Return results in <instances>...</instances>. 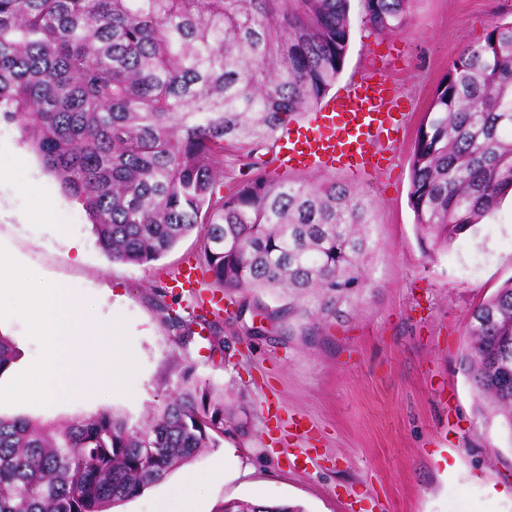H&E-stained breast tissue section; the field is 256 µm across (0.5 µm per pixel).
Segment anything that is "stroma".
<instances>
[{
  "label": "stroma",
  "instance_id": "stroma-1",
  "mask_svg": "<svg viewBox=\"0 0 512 512\" xmlns=\"http://www.w3.org/2000/svg\"><path fill=\"white\" fill-rule=\"evenodd\" d=\"M350 18L336 90L382 69L409 111L384 173L363 180L341 168L326 173L372 205L370 288L343 304L336 322L310 344L274 333L246 337L232 314L238 298L229 294L228 313L211 321L217 349L197 337L180 339L168 311L190 308L193 298L170 288L169 276L195 262L197 234L149 266L110 262L81 204L44 171L17 125L1 122L0 166L21 170L0 181V244L84 296L100 319L124 318L138 370L127 395L0 405V415L61 424L110 409L140 424L187 379L231 391L223 442L248 465L200 485L205 512L256 498L304 512H348L351 500L360 512H377L380 502L387 512H512V441L500 418L477 413L459 361L474 308L512 278V198L477 234L459 236L431 258L422 252L408 204L410 158L436 86L464 47L483 41L494 23L512 21V0H414L407 28L386 35L363 23L358 0ZM38 194L46 210L37 208ZM76 241L78 255L71 248ZM269 401L277 420L267 418ZM239 406L248 410L245 435L236 429ZM298 417L310 422V435H290L288 424ZM289 448H317L322 457L296 471L288 466ZM222 463V448L205 449L110 512H155L186 471L205 474Z\"/></svg>",
  "mask_w": 512,
  "mask_h": 512
}]
</instances>
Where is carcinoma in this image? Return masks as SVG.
Here are the masks:
<instances>
[{
    "label": "carcinoma",
    "mask_w": 512,
    "mask_h": 512,
    "mask_svg": "<svg viewBox=\"0 0 512 512\" xmlns=\"http://www.w3.org/2000/svg\"><path fill=\"white\" fill-rule=\"evenodd\" d=\"M413 0H360L403 30ZM350 0H0V120L78 200L113 263L148 266L194 231L212 285L286 336H318L367 287L369 206L345 184L272 181L224 195V149L253 154L320 103L343 68ZM512 22L460 52L411 158L409 205L433 256L512 195ZM277 295L274 305L260 293ZM200 317L170 318L190 339ZM461 363L512 438V277L473 313ZM0 336V373L15 360ZM224 393L188 383L150 420L65 426L0 416V512H109L224 436ZM224 512H303L228 503Z\"/></svg>",
    "instance_id": "carcinoma-1"
}]
</instances>
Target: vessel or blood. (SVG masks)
Wrapping results in <instances>:
<instances>
[{"mask_svg":"<svg viewBox=\"0 0 512 512\" xmlns=\"http://www.w3.org/2000/svg\"><path fill=\"white\" fill-rule=\"evenodd\" d=\"M406 117L387 75L378 72L361 77L316 106L307 124L285 128L279 137L277 161L292 170L325 172L341 165L358 178L376 175L390 162L386 148L397 143ZM171 285L201 288L197 266L179 267Z\"/></svg>","mask_w":512,"mask_h":512,"instance_id":"b4317fda","label":"vessel or blood"}]
</instances>
